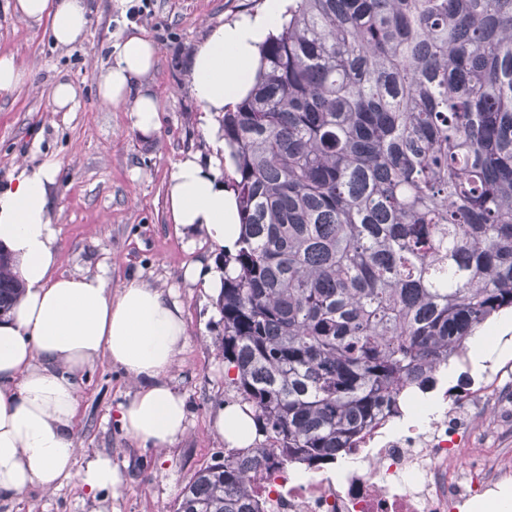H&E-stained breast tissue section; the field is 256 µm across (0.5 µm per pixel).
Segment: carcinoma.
I'll return each instance as SVG.
<instances>
[{
    "label": "carcinoma",
    "instance_id": "obj_1",
    "mask_svg": "<svg viewBox=\"0 0 512 512\" xmlns=\"http://www.w3.org/2000/svg\"><path fill=\"white\" fill-rule=\"evenodd\" d=\"M219 349L262 439L174 512H265L512 309V0H293L224 108ZM22 288L0 252V312Z\"/></svg>",
    "mask_w": 512,
    "mask_h": 512
}]
</instances>
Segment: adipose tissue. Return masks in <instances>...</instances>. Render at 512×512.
<instances>
[{
    "mask_svg": "<svg viewBox=\"0 0 512 512\" xmlns=\"http://www.w3.org/2000/svg\"><path fill=\"white\" fill-rule=\"evenodd\" d=\"M289 3L263 0L254 14L211 28L195 45L188 87L204 115L222 113L246 93L259 47L280 26ZM12 10L32 24L52 13L50 34L62 46L84 38L91 15L88 0H14ZM156 55L152 40L133 34L115 45L112 62L96 75L101 102L125 106L133 130L144 136L160 128L162 106L149 82ZM61 168L52 156L34 167L19 165L0 188V249L12 257L25 286L0 318V497L32 487L53 491L73 478L90 491L119 486L121 476L109 456L74 467L78 379L99 357L137 385L118 406L117 420L130 439L161 450L186 431L185 398L168 381L187 338L182 306L141 278L115 291L102 271L57 274L60 230L49 187ZM166 211L187 234V246L201 237L214 249H235L240 215L220 162L204 163L196 155L179 160ZM213 430L237 451L258 439L252 409L237 402L218 410Z\"/></svg>",
    "mask_w": 512,
    "mask_h": 512,
    "instance_id": "obj_1",
    "label": "adipose tissue"
}]
</instances>
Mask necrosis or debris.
Instances as JSON below:
<instances>
[{"label":"necrosis or debris","instance_id":"4bbe7bcc","mask_svg":"<svg viewBox=\"0 0 512 512\" xmlns=\"http://www.w3.org/2000/svg\"><path fill=\"white\" fill-rule=\"evenodd\" d=\"M499 400H512V388L486 380L443 410L414 412L401 432L378 423L348 449L354 464L342 472L261 482L266 512H460L477 495L512 484V448L452 445L461 421L490 418ZM489 430L512 438V421L491 420Z\"/></svg>","mask_w":512,"mask_h":512}]
</instances>
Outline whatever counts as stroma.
<instances>
[{"instance_id":"35a3bbf8","label":"stroma","mask_w":512,"mask_h":512,"mask_svg":"<svg viewBox=\"0 0 512 512\" xmlns=\"http://www.w3.org/2000/svg\"><path fill=\"white\" fill-rule=\"evenodd\" d=\"M7 2L0 0V55L14 56L31 77L0 94V186L7 184L19 157L35 165L44 156H57L63 168L50 196L61 229L58 273L104 268L112 288L138 276L174 292L188 338L170 377L186 398L189 417L186 433L164 451L140 448L116 419L119 403L136 386L100 357L79 381L76 462L110 456L120 486L91 492L73 479L51 493L33 487L0 499V512H173L195 471L223 455L225 445L213 432L212 419L237 398L218 350L224 326L215 299L182 279L185 266L210 257V248L201 242L188 249L165 210L175 163L190 153L204 160L212 154L199 105L187 89V57L209 28L253 14L262 0H90L87 35L67 47L51 42V18L25 23ZM138 7L143 17L132 19ZM133 30L158 47L152 83L163 112L161 130L152 137L132 129L125 107L102 104L97 96L98 67L109 61L111 44ZM62 78L78 93L70 112L53 111L50 104L51 89Z\"/></svg>"}]
</instances>
